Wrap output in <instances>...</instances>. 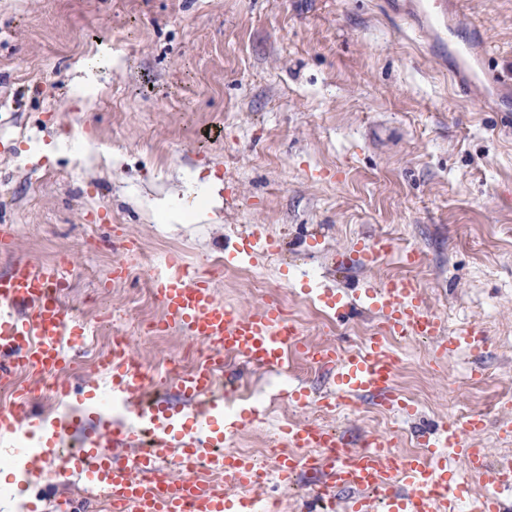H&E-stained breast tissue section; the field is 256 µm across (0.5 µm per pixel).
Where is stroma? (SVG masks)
Listing matches in <instances>:
<instances>
[{
    "label": "stroma",
    "mask_w": 512,
    "mask_h": 512,
    "mask_svg": "<svg viewBox=\"0 0 512 512\" xmlns=\"http://www.w3.org/2000/svg\"><path fill=\"white\" fill-rule=\"evenodd\" d=\"M413 2L0 0V223L14 237L0 248V275L17 260L59 266L72 317L89 330L121 327L152 377L193 343L179 330L159 342L136 329L146 260L164 246L181 248L241 313L289 302L311 346L358 345L380 323L362 308L323 319V290L356 295L415 277L447 328L478 326L486 350L444 357L428 340L394 344L397 391L421 396L414 414L368 396L325 426L355 443L385 435L411 453L428 425L482 418L472 444L490 472L448 464L480 497L491 471L512 463L500 432L512 422V90L455 74L447 49L406 25ZM449 21L512 79V0H464ZM166 201L187 221L160 222ZM257 224L280 249L256 262L241 249ZM384 233L395 253L337 265V253ZM406 248L419 264L403 263ZM217 256L220 275L209 266ZM118 262L128 278L113 279ZM67 356L70 403L87 406L104 378L83 347ZM226 369L265 399L239 402L214 427L259 411L239 436L268 461L284 422L312 419L288 390L315 395L330 378L313 364L284 378L240 356ZM0 480L16 490L0 512H56L57 499L92 492L88 476L58 477L45 458Z\"/></svg>",
    "instance_id": "1"
}]
</instances>
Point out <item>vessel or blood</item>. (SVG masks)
<instances>
[{
	"instance_id": "obj_1",
	"label": "vessel or blood",
	"mask_w": 512,
	"mask_h": 512,
	"mask_svg": "<svg viewBox=\"0 0 512 512\" xmlns=\"http://www.w3.org/2000/svg\"><path fill=\"white\" fill-rule=\"evenodd\" d=\"M417 11L425 22L433 23L435 33H451L447 0H432ZM454 51L460 66L469 69L475 80L497 88L499 74L472 68L471 44L455 45ZM393 249V240L380 235L358 248V259L369 265ZM151 285L165 309L168 327L215 348L210 361L198 370L169 378V385L183 400L182 411L160 404L146 409L133 406L134 421L119 425L98 416L70 413L51 423L43 445L45 454L52 456L72 435L81 434L82 450L66 460V467L86 471L96 488L106 491L125 512H254V499L201 490L193 477L195 460L224 445L223 436L212 429L213 413L221 408L212 384L224 369L222 349L281 369L288 349L302 348L314 364L330 372L331 384L315 398L305 390H292L290 401L306 405L315 400L323 407L338 408L378 395L389 409L409 415L411 402L393 384L397 359L389 346L390 336L435 339L436 349L444 356L461 349L478 352L486 345L477 328L446 331L426 308L419 284L410 277L365 289L368 308L382 318V331L358 348L306 345L299 326L284 322L274 303L250 315L239 314L218 300L209 279L191 275L172 261L167 262L165 273L153 276ZM58 286L57 269L52 265L20 260L10 274L0 276L1 380L15 379L24 371L52 372L82 337L83 326L55 302ZM146 380L127 342L117 344L112 350V393L132 402ZM31 402V390L19 387L11 408L0 412L1 435L17 432L32 418ZM483 426L479 419L442 425L427 433L425 452L401 455L384 436H368L360 447L352 448L335 431L291 423L278 435L288 451L276 458L272 472L284 480L303 471L316 475L307 512H316L320 502L338 494L343 497L341 512H460L465 506L470 512H507L498 496L470 500L467 483L448 477L452 459L472 474L487 470L485 455L470 445L471 435ZM173 454L183 469L182 477L176 479L158 467ZM218 464L231 485L253 484L256 466L250 457L228 453Z\"/></svg>"
}]
</instances>
